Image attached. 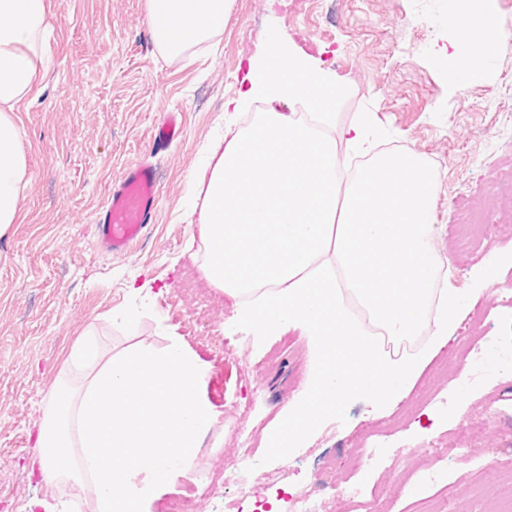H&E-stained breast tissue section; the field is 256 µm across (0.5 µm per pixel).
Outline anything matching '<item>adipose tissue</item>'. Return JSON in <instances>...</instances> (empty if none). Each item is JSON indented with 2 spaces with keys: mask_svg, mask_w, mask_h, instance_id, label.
Segmentation results:
<instances>
[{
  "mask_svg": "<svg viewBox=\"0 0 512 512\" xmlns=\"http://www.w3.org/2000/svg\"><path fill=\"white\" fill-rule=\"evenodd\" d=\"M226 0H147L158 51L179 56L224 28ZM471 23L458 30L445 69L459 79L488 64L503 48L493 15L469 9ZM45 0H0V232L15 223L24 187L25 159L14 120L43 64Z\"/></svg>",
  "mask_w": 512,
  "mask_h": 512,
  "instance_id": "ef3b65f1",
  "label": "adipose tissue"
}]
</instances>
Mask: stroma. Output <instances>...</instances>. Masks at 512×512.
Instances as JSON below:
<instances>
[{
  "instance_id": "stroma-1",
  "label": "stroma",
  "mask_w": 512,
  "mask_h": 512,
  "mask_svg": "<svg viewBox=\"0 0 512 512\" xmlns=\"http://www.w3.org/2000/svg\"><path fill=\"white\" fill-rule=\"evenodd\" d=\"M49 66L16 114L26 156L18 218L0 235V512H30L32 501L64 502L57 482L32 474L39 426L62 387L84 376L69 356L94 337L103 357L165 347L177 334L205 367L199 397L216 416L189 471L158 488L163 499L192 495L199 512H231L239 487L224 472L263 457L277 425L314 375V344L290 324L258 341L235 328L237 306L203 274L201 205L193 174L218 134L247 118L224 120L248 65L264 50L268 26L321 60L350 91L329 126L339 158L401 145L433 166L432 245L447 264L444 284L468 294L465 314L415 385L385 407L359 399L346 422L323 423L289 457L269 463L293 493L314 483L315 455L332 458L339 485L364 489L359 512H420L448 497L454 512H500L512 504V446L501 436L512 418V376L494 372L495 341L512 340V264L476 283L496 257L512 253V45L464 81L443 69L455 35V0H228L223 32L177 57L161 56L146 0H49ZM182 114L180 140L152 146V129ZM373 125L362 146L343 135L358 113ZM146 161L160 173L155 224L126 255L96 247L107 191L125 168ZM237 339L227 358L220 338ZM485 345L480 384H469L463 356ZM480 424L463 431V419ZM385 439L371 469H351L369 436ZM253 438L251 456L240 435ZM466 449L463 458L449 456ZM442 469L444 485L421 475ZM223 487L206 497L210 484Z\"/></svg>"
}]
</instances>
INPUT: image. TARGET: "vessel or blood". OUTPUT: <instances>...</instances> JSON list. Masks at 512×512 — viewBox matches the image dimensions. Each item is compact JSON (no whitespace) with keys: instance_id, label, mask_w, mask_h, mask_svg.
Segmentation results:
<instances>
[{"instance_id":"1","label":"vessel or blood","mask_w":512,"mask_h":512,"mask_svg":"<svg viewBox=\"0 0 512 512\" xmlns=\"http://www.w3.org/2000/svg\"><path fill=\"white\" fill-rule=\"evenodd\" d=\"M180 128V113H167L153 129L154 149H168ZM159 191L158 174L153 165L139 162L128 167L112 183L99 214L97 242L100 248L122 256L142 240L155 221Z\"/></svg>"}]
</instances>
